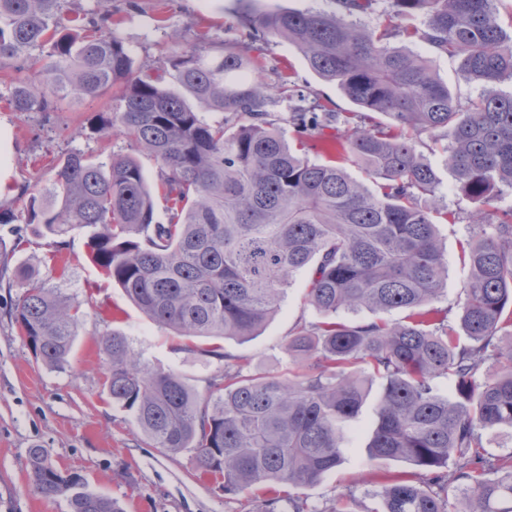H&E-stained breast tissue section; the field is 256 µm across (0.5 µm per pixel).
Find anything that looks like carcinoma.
<instances>
[{"label": "carcinoma", "mask_w": 512, "mask_h": 512, "mask_svg": "<svg viewBox=\"0 0 512 512\" xmlns=\"http://www.w3.org/2000/svg\"><path fill=\"white\" fill-rule=\"evenodd\" d=\"M63 0H0V71L20 70L34 50L47 62L39 82L9 86L17 112H57L73 99L108 97L93 132L118 129L160 166L149 185L132 156L64 158L52 187L29 198L36 232L87 233L93 262L184 349L218 361L231 355L198 339L254 335L280 308L294 276L311 268L305 299L321 319L288 341L291 376L224 370L200 393L182 375L141 361L127 337L105 333V387L133 413L156 448L195 453L224 493L256 485L262 512H307L281 492L318 481L342 461L347 424L374 385L380 396L369 458L405 461L436 486L385 475L379 506L364 512H512V453L486 445L512 431V207L484 212L493 192L512 190V34L497 0H336L337 11L249 9L237 16L247 40L205 54L173 41L162 77L137 75L131 50L112 31V11L87 23L66 18ZM384 22L366 27L357 16ZM426 43L425 57L391 45ZM297 48L320 79L336 83L357 112H332L281 77L256 75L254 43ZM457 57L482 93L462 103L437 79L435 61ZM290 102V145L269 120L274 97ZM207 113L243 119L210 120ZM382 115L384 123L377 120ZM344 135L320 143L334 125ZM427 136L465 198L479 205L460 244L468 280L456 312L435 307L448 279L437 224L448 220L436 170L417 146ZM376 180L351 177L344 161ZM167 222L155 219L156 199ZM14 320L35 359L68 363L79 308L31 277L21 279ZM363 311L370 317L359 319ZM399 311L403 316L388 319ZM456 469L448 471V460ZM31 492L64 497L70 512H123L64 474L42 448L29 451ZM454 502H449L448 494Z\"/></svg>", "instance_id": "obj_1"}]
</instances>
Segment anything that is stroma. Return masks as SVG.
<instances>
[{
  "label": "stroma",
  "instance_id": "35a3bbf8",
  "mask_svg": "<svg viewBox=\"0 0 512 512\" xmlns=\"http://www.w3.org/2000/svg\"><path fill=\"white\" fill-rule=\"evenodd\" d=\"M111 7L112 27L132 48L136 69L150 73L171 36L211 53L234 40L241 4L112 0ZM259 55L266 82L273 84L285 76L301 89L318 93L331 111H353L336 85L312 73L286 42L272 40L262 45ZM7 95L8 85L0 79V209L12 210L17 217L16 223L0 224V263L6 265L0 275V512H69L65 499H44L31 492L28 454L36 446L44 448L61 471L81 474L90 490L119 500L124 512H261L260 491L224 494L197 467L193 452L170 455L154 448L132 415L112 404L105 394L106 367L98 337L112 330L123 333L143 362L174 370L200 390L218 370V362L182 349L172 332L155 325L122 288L107 280L89 255L85 232L42 236L24 221L27 195L44 193L58 163L71 151L99 161L113 154L137 155L153 184L159 179L158 164L136 154L119 133L91 134L102 99L80 100L45 115L14 111ZM418 151L436 169L442 203L455 215L454 221L439 226L448 258V281L439 302L444 309L456 306L467 280L458 255L476 206L457 191L439 150L424 143ZM23 269L46 287L61 289L80 308L82 320L65 368L52 369L36 361L11 316L19 294L15 282ZM307 279L304 271L294 277L280 311L256 336L223 340L235 368L283 377L295 369L288 338L297 326L320 318L304 301ZM376 409L377 397L369 395L348 428L341 465L317 482L296 488L295 496L318 512H332L345 494L373 508L378 501L372 493L380 487V475L416 474L411 464L368 458L366 444Z\"/></svg>",
  "mask_w": 512,
  "mask_h": 512
}]
</instances>
